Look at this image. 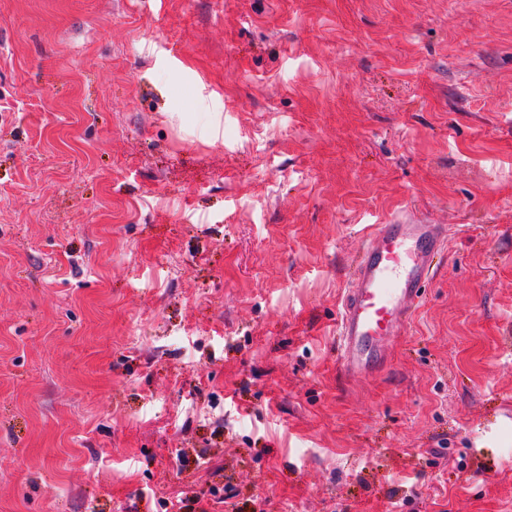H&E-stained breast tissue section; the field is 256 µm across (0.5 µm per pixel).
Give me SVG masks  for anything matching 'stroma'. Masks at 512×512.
<instances>
[{"label": "stroma", "instance_id": "1", "mask_svg": "<svg viewBox=\"0 0 512 512\" xmlns=\"http://www.w3.org/2000/svg\"><path fill=\"white\" fill-rule=\"evenodd\" d=\"M448 227L388 364L372 225ZM512 512V0H0V512Z\"/></svg>", "mask_w": 512, "mask_h": 512}]
</instances>
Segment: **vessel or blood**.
Returning <instances> with one entry per match:
<instances>
[{"instance_id":"b4317fda","label":"vessel or blood","mask_w":512,"mask_h":512,"mask_svg":"<svg viewBox=\"0 0 512 512\" xmlns=\"http://www.w3.org/2000/svg\"><path fill=\"white\" fill-rule=\"evenodd\" d=\"M442 224H414L397 216L374 225L345 295L338 336L345 374L362 378L387 362V340L404 330L446 239Z\"/></svg>"}]
</instances>
